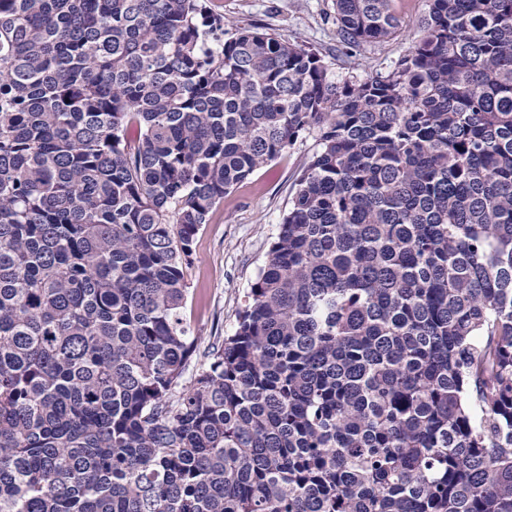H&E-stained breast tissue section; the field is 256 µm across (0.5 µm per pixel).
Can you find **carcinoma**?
Returning a JSON list of instances; mask_svg holds the SVG:
<instances>
[{
	"mask_svg": "<svg viewBox=\"0 0 512 512\" xmlns=\"http://www.w3.org/2000/svg\"><path fill=\"white\" fill-rule=\"evenodd\" d=\"M427 3L338 81L202 0H0V512H512V0ZM311 128L187 382L196 236Z\"/></svg>",
	"mask_w": 512,
	"mask_h": 512,
	"instance_id": "obj_1",
	"label": "carcinoma"
}]
</instances>
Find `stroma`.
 Returning <instances> with one entry per match:
<instances>
[{"label":"stroma","mask_w":512,"mask_h":512,"mask_svg":"<svg viewBox=\"0 0 512 512\" xmlns=\"http://www.w3.org/2000/svg\"><path fill=\"white\" fill-rule=\"evenodd\" d=\"M224 20L225 35L260 27L318 51L337 79L388 69L418 34L426 0H393L402 21L399 35L365 48L356 59L344 54L336 34L333 0H205ZM318 130L301 135L275 160L235 186L211 213L194 243V261L186 272L189 286L185 314L201 345L234 333L237 315L264 266L279 232L302 167L317 150Z\"/></svg>","instance_id":"stroma-1"}]
</instances>
